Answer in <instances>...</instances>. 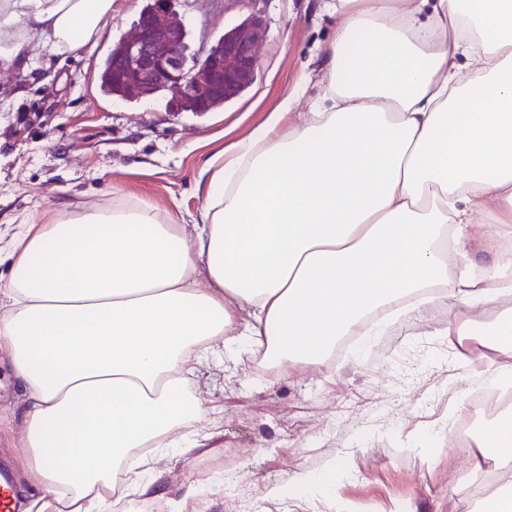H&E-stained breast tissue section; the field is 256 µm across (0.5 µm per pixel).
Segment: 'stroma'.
Segmentation results:
<instances>
[{
	"label": "stroma",
	"mask_w": 512,
	"mask_h": 512,
	"mask_svg": "<svg viewBox=\"0 0 512 512\" xmlns=\"http://www.w3.org/2000/svg\"><path fill=\"white\" fill-rule=\"evenodd\" d=\"M146 0H116L93 51L45 55L25 69L0 64V236L23 224H61L85 209L154 205L164 224L193 232L206 203L210 158L231 149L287 97L311 111L323 92L322 50L335 19L325 0H176L190 52L214 45L251 14L264 20L254 83L223 107L170 112L162 97L119 101L100 89L113 43L133 30ZM468 370L427 322H396L362 347L323 362L271 367L249 358L199 372L192 391L214 407L200 426L207 451L158 458L174 512L187 484L206 512H465L474 450L460 441L430 462L409 448L441 417ZM23 393L0 362V465L24 448ZM348 465L334 489L269 496L271 487Z\"/></svg>",
	"instance_id": "stroma-1"
}]
</instances>
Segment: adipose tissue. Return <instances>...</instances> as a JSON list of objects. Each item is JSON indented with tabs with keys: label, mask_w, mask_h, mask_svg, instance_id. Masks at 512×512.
<instances>
[{
	"label": "adipose tissue",
	"mask_w": 512,
	"mask_h": 512,
	"mask_svg": "<svg viewBox=\"0 0 512 512\" xmlns=\"http://www.w3.org/2000/svg\"><path fill=\"white\" fill-rule=\"evenodd\" d=\"M115 0H0V63L93 45ZM327 83L282 100L209 179L194 234L155 209L27 224L1 247L0 356L27 401L23 512L154 497L152 462L204 447L188 382L263 352L319 361L342 336L447 308L432 336L498 331L459 360L512 380V0H327Z\"/></svg>",
	"instance_id": "1"
}]
</instances>
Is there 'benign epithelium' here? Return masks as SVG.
Here are the masks:
<instances>
[{
    "instance_id": "7a95c632",
    "label": "benign epithelium",
    "mask_w": 512,
    "mask_h": 512,
    "mask_svg": "<svg viewBox=\"0 0 512 512\" xmlns=\"http://www.w3.org/2000/svg\"><path fill=\"white\" fill-rule=\"evenodd\" d=\"M173 9L174 0H150L141 11L132 35L124 41L123 70L131 83L118 99H127L143 87L165 84L176 90L171 103L181 110L183 100L190 97L201 105L211 98L227 101L254 83L256 49L264 33L260 16L253 14L234 26L218 43L195 55L189 66L184 60L186 26L175 18Z\"/></svg>"
}]
</instances>
